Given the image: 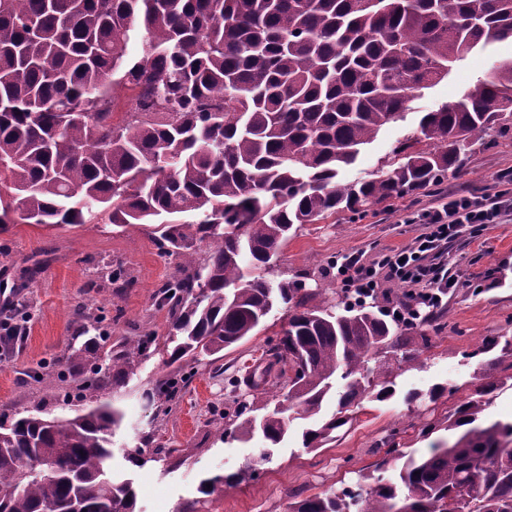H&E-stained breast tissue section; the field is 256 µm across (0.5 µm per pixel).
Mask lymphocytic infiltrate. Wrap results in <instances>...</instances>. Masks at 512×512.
Listing matches in <instances>:
<instances>
[{
	"mask_svg": "<svg viewBox=\"0 0 512 512\" xmlns=\"http://www.w3.org/2000/svg\"><path fill=\"white\" fill-rule=\"evenodd\" d=\"M497 192L483 196L460 193L409 216L420 231L402 247L390 250L381 261L367 263L358 253L341 255L336 277L355 298L370 296L380 280L396 282L414 301V308L394 309L396 318L418 317L420 308L436 312L445 306L459 281L448 274V245L459 235H478L487 225L502 223L512 214V171L497 173Z\"/></svg>",
	"mask_w": 512,
	"mask_h": 512,
	"instance_id": "1",
	"label": "lymphocytic infiltrate"
}]
</instances>
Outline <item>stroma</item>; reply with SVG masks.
Wrapping results in <instances>:
<instances>
[{"instance_id": "35a3bbf8", "label": "stroma", "mask_w": 512, "mask_h": 512, "mask_svg": "<svg viewBox=\"0 0 512 512\" xmlns=\"http://www.w3.org/2000/svg\"><path fill=\"white\" fill-rule=\"evenodd\" d=\"M510 60L511 40L469 54L448 79L415 93L403 121L382 129L341 171V179L373 177L390 161L394 148L416 134L424 113L457 100L468 86ZM509 168L512 138L503 136L494 145L468 152L462 170L432 190L373 205L354 220L341 214L303 225L282 248L274 275L279 280L299 279L309 289L331 287L335 299H343L344 290L330 271L336 256L358 251L368 260L380 258L416 235L417 225L406 221L411 212L447 201L452 193L492 192L493 175ZM117 267L135 280V287L124 291L104 287L107 272ZM176 272V259L159 256L150 227H119L104 216L84 224H13L0 232V281L8 287L23 285L16 302L29 316L27 336L17 348L0 351L1 415L19 418L38 403L44 417H62L113 398L106 388H77L87 369L68 361L67 345L76 334L79 312L106 316L115 346L136 334L154 333L155 351L142 360L122 396L115 398L125 414L113 438L116 455L138 448L148 454L159 446L173 451L166 460L129 467L141 512H180L186 501L196 500L203 477L233 472L258 459V441L228 436L232 427L228 415L234 399L254 393L243 379L246 363L255 355L268 354L285 322L284 313L274 311L253 336L202 356L178 407L169 415L154 416L144 405L143 392L177 371L166 362L167 313L159 307L156 293ZM448 272L462 286L449 294L443 328L423 348L422 366L399 372L392 398L365 402L351 425L338 429L317 449L303 447V423L294 421L274 456L261 461L253 480L219 501L198 503V512H288L293 501L351 486L357 471L376 461L375 442L407 418L415 427L401 434L399 441L408 451L419 455L430 441L448 439V431L441 428L428 441L418 430L472 392L475 362L468 354L475 341L483 336H512V220L490 225L478 239L465 235L453 242L448 248ZM470 280L480 282L481 291L467 288ZM437 384L456 387L457 392L434 403L426 400V393ZM411 391L423 393V400L406 404Z\"/></svg>"}]
</instances>
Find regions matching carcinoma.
Masks as SVG:
<instances>
[{
    "instance_id": "obj_1",
    "label": "carcinoma",
    "mask_w": 512,
    "mask_h": 512,
    "mask_svg": "<svg viewBox=\"0 0 512 512\" xmlns=\"http://www.w3.org/2000/svg\"><path fill=\"white\" fill-rule=\"evenodd\" d=\"M141 38L139 56L127 58ZM512 40V0H0V231L28 224H151L160 255L180 259L158 290L167 308L168 397L194 377L199 355L253 335L276 309L287 322L271 346L288 366V394L258 407L234 401L231 435L259 437L260 459L294 420L312 421L332 391L337 412L302 432L312 448L350 424L368 398L392 396L396 374L369 361L379 347L422 363L416 337L363 301L333 303L327 289L267 278L304 224L412 195L457 173L475 145L512 132V61L426 113L419 135L370 179L342 168L413 93L448 77L481 44ZM135 108L112 120L113 91ZM98 317L68 359H93L83 388H126L152 333L107 349ZM95 335H89L90 331ZM479 384L442 426L453 439L415 456L393 428L385 458L359 471L355 488L316 494L288 512H512V421L484 411L512 388V340L480 338L469 353ZM345 380L336 389V378ZM124 413L111 401L63 418L0 421V512H137L131 479L114 465ZM395 475H377L388 462ZM254 465L204 479L221 499Z\"/></svg>"
}]
</instances>
